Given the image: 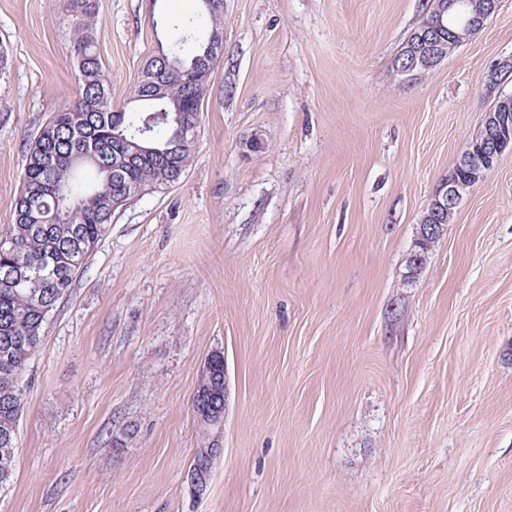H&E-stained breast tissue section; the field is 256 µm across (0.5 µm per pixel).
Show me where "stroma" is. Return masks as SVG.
<instances>
[{
  "instance_id": "1",
  "label": "stroma",
  "mask_w": 512,
  "mask_h": 512,
  "mask_svg": "<svg viewBox=\"0 0 512 512\" xmlns=\"http://www.w3.org/2000/svg\"><path fill=\"white\" fill-rule=\"evenodd\" d=\"M425 5L224 0L191 165L116 211L51 312L0 512H512L511 150L406 278L512 58V0L398 75ZM164 15L211 27L199 0H101L114 105L181 38ZM0 52L1 230L29 144L77 98L60 0H0ZM216 350L223 451L198 495L192 397ZM447 49L442 44L435 45L432 52L424 55L414 49L411 50L406 60L396 61L394 70L400 75L412 76L420 70H430L447 58Z\"/></svg>"
}]
</instances>
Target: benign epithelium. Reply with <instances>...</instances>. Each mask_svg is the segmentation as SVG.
I'll list each match as a JSON object with an SVG mask.
<instances>
[{"mask_svg":"<svg viewBox=\"0 0 512 512\" xmlns=\"http://www.w3.org/2000/svg\"><path fill=\"white\" fill-rule=\"evenodd\" d=\"M465 16V22L451 32V37L461 45L484 27L485 20L497 13L502 0H430V27L419 34L418 41H433L432 33L440 25L450 6ZM447 58V49L434 46L432 52L424 55L415 50L408 53L406 60L397 61L394 70L400 75L412 76L420 70H430ZM512 145V97L504 96L495 101L494 109L485 112L480 130L469 142L467 149L455 165L463 176L449 177L423 211L417 235L420 238L442 235L444 223L453 216L465 195L496 166L500 155ZM224 419L208 425L201 424L205 453L211 458L221 454L220 438L223 434Z\"/></svg>","mask_w":512,"mask_h":512,"instance_id":"obj_1","label":"benign epithelium"}]
</instances>
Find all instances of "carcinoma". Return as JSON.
Masks as SVG:
<instances>
[{
  "instance_id": "obj_1",
  "label": "carcinoma",
  "mask_w": 512,
  "mask_h": 512,
  "mask_svg": "<svg viewBox=\"0 0 512 512\" xmlns=\"http://www.w3.org/2000/svg\"><path fill=\"white\" fill-rule=\"evenodd\" d=\"M211 32L193 48L160 49L147 63L144 79L129 103L112 105L108 80L97 50L101 0H63L71 30V53L79 71V96L55 112L29 145L12 223L0 232V486L12 474L15 438L24 409L22 374L40 347L42 329L56 303L71 288L86 258L106 236L114 213L123 208L127 188L145 191L168 185L192 159L195 143L181 127L197 118L204 84L184 69L205 73L220 59L207 53L211 33L222 30L224 5L212 11ZM448 27L435 37L453 52ZM167 116L145 128L152 113ZM95 179L88 182L83 170ZM224 401V358L213 357L193 396L200 415L204 400Z\"/></svg>"
}]
</instances>
